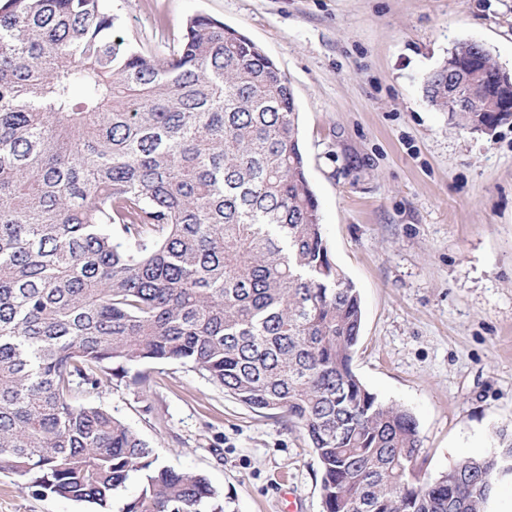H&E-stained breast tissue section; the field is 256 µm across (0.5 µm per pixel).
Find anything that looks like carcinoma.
I'll return each mask as SVG.
<instances>
[{
  "label": "carcinoma",
  "instance_id": "obj_1",
  "mask_svg": "<svg viewBox=\"0 0 512 512\" xmlns=\"http://www.w3.org/2000/svg\"><path fill=\"white\" fill-rule=\"evenodd\" d=\"M118 26L108 0H0V472L100 512L133 476L124 512H223L206 478L79 402L179 363L305 432L324 512H485L512 436L429 480L414 416L353 369L361 297L328 249L285 74L207 15L165 58ZM498 70L459 42L425 96L490 131L512 121Z\"/></svg>",
  "mask_w": 512,
  "mask_h": 512
}]
</instances>
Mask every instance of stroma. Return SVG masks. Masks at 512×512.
I'll use <instances>...</instances> for the list:
<instances>
[{
  "label": "stroma",
  "mask_w": 512,
  "mask_h": 512,
  "mask_svg": "<svg viewBox=\"0 0 512 512\" xmlns=\"http://www.w3.org/2000/svg\"><path fill=\"white\" fill-rule=\"evenodd\" d=\"M148 55L188 16L223 20L290 80L331 255L363 307L354 369L416 418L435 478L512 432V123L450 124L423 92L457 43L512 72V0H109ZM165 465L203 475L225 512H323L304 432L199 374L153 364L91 396ZM0 512H89L0 473Z\"/></svg>",
  "instance_id": "obj_1"
}]
</instances>
